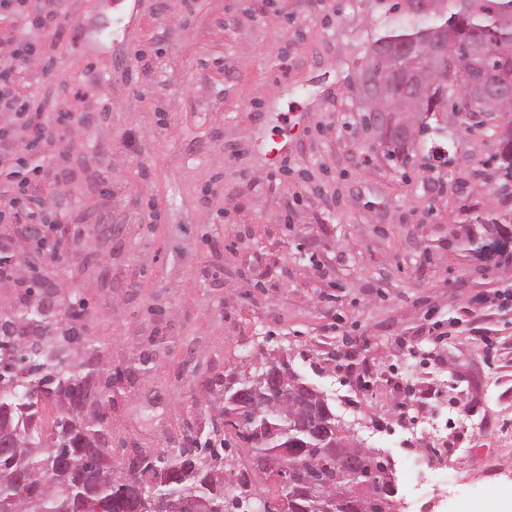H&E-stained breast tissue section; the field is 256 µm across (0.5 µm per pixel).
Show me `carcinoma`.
Listing matches in <instances>:
<instances>
[{"label":"carcinoma","mask_w":512,"mask_h":512,"mask_svg":"<svg viewBox=\"0 0 512 512\" xmlns=\"http://www.w3.org/2000/svg\"><path fill=\"white\" fill-rule=\"evenodd\" d=\"M386 14L387 23L369 42L357 70L363 78L355 89L364 104L366 132L388 158L406 165L424 151L428 137L448 136L445 128L430 123L448 111V88L461 89L491 71L512 74V0H395ZM405 42L423 50L439 44L450 56L462 51L456 62L459 75L426 81L416 105L387 100L376 107L372 98L381 79L422 70L424 60L418 55L398 53ZM375 110L415 112L419 129L393 127L386 116L377 122ZM494 158L504 179L512 180V122L499 135ZM475 220L512 226V214L494 210ZM87 314L76 295L66 302L64 328L39 301L15 313L0 308V504L14 512H30V504L40 512H131L133 503L152 495L186 503L193 512H242L236 501L249 493V474L239 472L228 482L207 466L208 459H223L232 448L224 438L226 428L247 444L252 471H262L277 458L299 469L288 492L287 512H354L352 495L362 494L364 483L373 484L382 497L394 498L395 482L386 468L366 458V449L348 445L336 420L327 418L316 390L304 387L291 395L286 412L276 400L252 418L235 405L237 391L245 387L238 375L216 383L220 400L197 402L209 417L208 426L164 450L168 462L159 452L140 450L128 459L124 473H114L109 464L112 443L101 440L99 432L109 428L112 389L121 374L99 367L93 353L72 366L64 364L67 353L83 342L76 322ZM47 404L69 410L68 418L52 422L49 440L42 418ZM348 459L362 467L349 495L314 501L321 483L333 478L338 461Z\"/></svg>","instance_id":"1"}]
</instances>
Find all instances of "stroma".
I'll list each match as a JSON object with an SVG mask.
<instances>
[{
	"mask_svg": "<svg viewBox=\"0 0 512 512\" xmlns=\"http://www.w3.org/2000/svg\"><path fill=\"white\" fill-rule=\"evenodd\" d=\"M390 3L60 0L61 42L0 21V49L35 48L43 121L83 119L59 157L66 207L0 186L90 231L45 277L54 303H92L85 343L122 373L113 465L205 426L203 384L263 348L390 457L399 512H512V265L465 250L512 193L492 127L457 113L433 169L366 136L350 79Z\"/></svg>",
	"mask_w": 512,
	"mask_h": 512,
	"instance_id": "1",
	"label": "stroma"
}]
</instances>
